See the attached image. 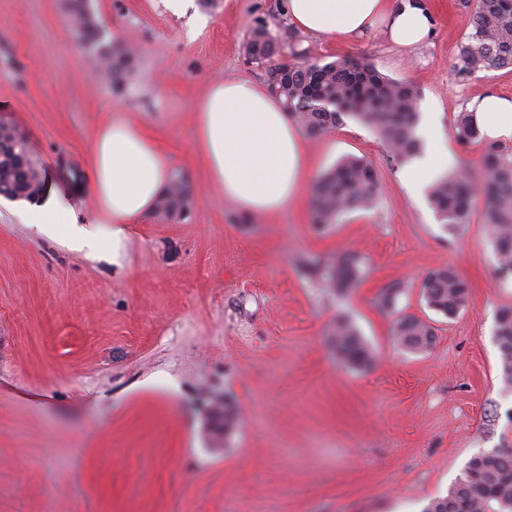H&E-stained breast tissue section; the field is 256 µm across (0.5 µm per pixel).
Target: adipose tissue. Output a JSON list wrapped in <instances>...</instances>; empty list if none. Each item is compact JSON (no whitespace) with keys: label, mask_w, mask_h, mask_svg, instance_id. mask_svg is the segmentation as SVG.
Wrapping results in <instances>:
<instances>
[{"label":"adipose tissue","mask_w":512,"mask_h":512,"mask_svg":"<svg viewBox=\"0 0 512 512\" xmlns=\"http://www.w3.org/2000/svg\"><path fill=\"white\" fill-rule=\"evenodd\" d=\"M299 30L352 40L381 28L394 45L411 49L430 34L424 0H282ZM467 108L484 140L512 141V100L494 94ZM195 145L212 189L248 214H275L295 203L310 167L302 136L287 111L265 89L245 80L212 82L195 111ZM90 186L98 205L84 217L55 197L25 213L26 223L76 247L119 248L128 225L152 211L171 180L168 155L140 126L110 121L91 150ZM108 225L106 235L90 232Z\"/></svg>","instance_id":"1"}]
</instances>
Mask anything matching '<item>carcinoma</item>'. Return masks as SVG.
Wrapping results in <instances>:
<instances>
[{"label": "carcinoma", "instance_id": "1", "mask_svg": "<svg viewBox=\"0 0 512 512\" xmlns=\"http://www.w3.org/2000/svg\"><path fill=\"white\" fill-rule=\"evenodd\" d=\"M68 11L81 46L97 59L110 84L122 87L135 66L136 53L115 45L98 23L88 0H68ZM251 47V56L260 62L271 61L278 53L276 43L263 30L255 33ZM460 62L469 73L512 66V0H477L472 30L460 47ZM275 97L298 119L310 138L351 117L374 127L401 161L411 160L422 149L414 89L366 64L347 60L323 65L293 64L288 89ZM455 130L464 142L479 136L469 112L458 116ZM482 165L485 178L480 184L461 173L447 174L431 182L429 200L440 223L453 230L467 222L474 198L483 196V223L495 257L500 269L512 271V160L490 148ZM40 180V166L27 148L9 160L0 158V193L5 198L17 197V192L29 187L30 182ZM186 196V183L176 176L161 204L176 212L183 208ZM375 199L376 177L372 169L360 159L342 160L315 186L312 224L322 230L346 213L372 209ZM323 268L327 269V284L338 292L354 286L359 279L360 262L350 252ZM468 290V282L450 267L429 271L421 283V295L427 306L450 319L464 308ZM393 333L402 347L412 351L428 350L435 340L434 327L414 315L399 316ZM494 341L500 354L503 381L511 384L512 307L499 311ZM330 342L336 355L354 369L366 368L374 362L371 347L344 316L336 317ZM424 512H512V448L474 455L448 495L431 501Z\"/></svg>", "mask_w": 512, "mask_h": 512}]
</instances>
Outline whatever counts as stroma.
I'll list each match as a JSON object with an SVG mask.
<instances>
[{
    "label": "stroma",
    "mask_w": 512,
    "mask_h": 512,
    "mask_svg": "<svg viewBox=\"0 0 512 512\" xmlns=\"http://www.w3.org/2000/svg\"><path fill=\"white\" fill-rule=\"evenodd\" d=\"M280 0H89L109 36L136 48L131 93L94 81L65 0H0V118L27 135L45 191L92 208L99 127H144L189 187L182 211L132 225L117 254L67 247L0 197V512H422L477 453L512 447V385L493 334L512 307L476 197L449 230L412 198L378 132L348 118L308 139L306 186L288 210L254 216L210 187L195 147L197 101L216 80L266 83L247 45L257 27L277 63L354 60L409 83L450 171L481 181L489 143L457 140L469 100L512 97V69L463 72L474 0H427L428 39L400 50L375 30L334 42L292 27ZM377 179L372 211L316 232L313 189L341 157ZM352 252L361 279L343 295L307 272ZM448 266L469 284L449 319L420 284ZM402 289L395 309L382 288ZM435 329L431 350L392 336L396 313ZM371 345L366 370L329 345L337 315ZM232 426H225V417Z\"/></svg>",
    "instance_id": "obj_1"
}]
</instances>
